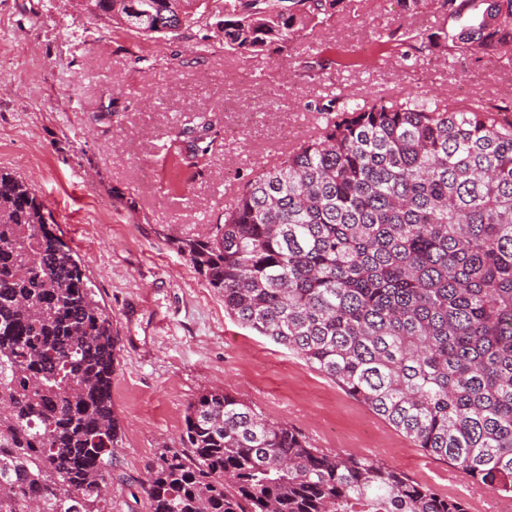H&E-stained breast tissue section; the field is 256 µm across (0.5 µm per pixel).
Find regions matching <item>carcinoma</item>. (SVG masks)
<instances>
[{"label":"carcinoma","mask_w":512,"mask_h":512,"mask_svg":"<svg viewBox=\"0 0 512 512\" xmlns=\"http://www.w3.org/2000/svg\"><path fill=\"white\" fill-rule=\"evenodd\" d=\"M208 0H91L98 20L159 38ZM224 46L288 48L344 0H218ZM436 5L446 25L389 38L422 53L512 47V0ZM322 106L318 138L246 181L224 222L177 243L242 327L301 356L429 455L512 495V121L411 97ZM217 132L176 131L201 173ZM119 337L32 187L0 170V512H103L121 441ZM150 512H467L364 456L312 447L223 391L189 404Z\"/></svg>","instance_id":"1"}]
</instances>
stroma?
I'll use <instances>...</instances> for the list:
<instances>
[{
	"label": "stroma",
	"instance_id": "stroma-1",
	"mask_svg": "<svg viewBox=\"0 0 512 512\" xmlns=\"http://www.w3.org/2000/svg\"><path fill=\"white\" fill-rule=\"evenodd\" d=\"M441 12L402 0H348L287 52L238 54L214 18L149 39L88 18L74 0H0V168L21 176L79 255L119 337L114 451L105 512H149L140 482L162 445L180 447L188 405L212 389L254 405L313 447L364 455L466 501L504 512L512 499L428 455L300 356L238 325L177 252L204 232L258 167L288 154L283 126L314 136L332 98L406 93L512 115V49L495 57L402 58L388 35L428 34ZM209 42L203 58L193 50ZM218 133L201 175L164 165L195 114Z\"/></svg>",
	"mask_w": 512,
	"mask_h": 512
}]
</instances>
